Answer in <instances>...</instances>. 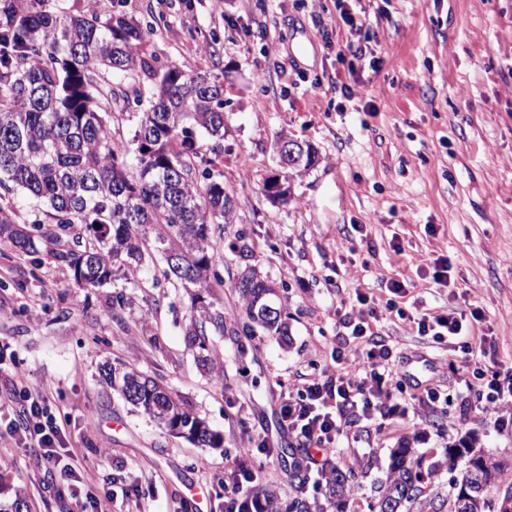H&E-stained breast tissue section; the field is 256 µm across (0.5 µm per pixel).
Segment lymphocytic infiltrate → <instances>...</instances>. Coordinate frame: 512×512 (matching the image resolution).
Segmentation results:
<instances>
[{"mask_svg":"<svg viewBox=\"0 0 512 512\" xmlns=\"http://www.w3.org/2000/svg\"><path fill=\"white\" fill-rule=\"evenodd\" d=\"M385 291L389 298L383 304L376 297L356 292L349 312L342 318L349 333L332 350L333 367L312 373L297 393L281 404L282 426L306 452L311 489H318L326 481L325 462L335 454L341 438L349 437L352 429L362 424L383 428L401 411V403L394 400L387 387L388 379L399 373L393 350L373 329L382 311L396 312L399 319L412 323L419 335L462 352L465 369L455 380L457 387L474 394L477 408L494 426L512 422V373L485 370L483 360L494 342L491 337L474 333L481 312L453 308L409 313L395 307L396 299L407 293L402 282L387 281ZM13 402L20 405L19 430L25 435L27 449L42 461L51 481L70 498L71 512H112L113 506H127L143 496L142 487L136 484L118 490L110 486L98 494L89 487L87 466L59 469V458L67 448L61 425L47 414L45 394L24 386L0 395L1 405ZM245 435L247 447L237 449L224 466L225 512H273L275 493L263 463L255 460L259 454L272 458L273 450L264 432L250 428Z\"/></svg>","mask_w":512,"mask_h":512,"instance_id":"f902f5d3","label":"lymphocytic infiltrate"}]
</instances>
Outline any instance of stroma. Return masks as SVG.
Masks as SVG:
<instances>
[{
    "label": "stroma",
    "instance_id": "obj_1",
    "mask_svg": "<svg viewBox=\"0 0 512 512\" xmlns=\"http://www.w3.org/2000/svg\"><path fill=\"white\" fill-rule=\"evenodd\" d=\"M67 14L114 10L154 23L148 49L159 64L205 71L224 84V137L194 135L193 163L223 181L235 221L225 240L245 234L248 255L223 251L214 294L231 332L208 340L200 361L185 327L191 298L165 280L160 255L131 274L126 304L113 310L112 286L83 288L57 251L84 236L74 225L33 253L0 243V391L17 380L46 391L92 481L136 482L152 490L146 512H178L187 486L209 493L202 512H224L219 480L242 440L241 425L265 430L271 447L294 441L279 423L285 393L330 365L354 290L380 294L401 281L404 309L476 308L477 333L496 341L484 364L512 366V0H362L373 61L346 49L336 0H52ZM361 83L370 97L350 102L333 85ZM114 138L131 143L150 80L113 75ZM311 144L317 161L288 179L287 201L266 181L285 177L281 136ZM366 227L357 238L355 225ZM448 261V284L430 263ZM278 289L289 336L247 335L236 283L248 270ZM376 329L396 349L400 370L422 384L453 386L460 353L419 336L398 317ZM127 365L176 393L224 444L209 448L134 409L103 378ZM427 459L462 440L512 474V424L500 429L465 399L431 411L409 404L383 430L360 429L356 446L334 455L355 473L351 512H368L403 437ZM0 503L23 498V512H69L36 456L0 438Z\"/></svg>",
    "mask_w": 512,
    "mask_h": 512
}]
</instances>
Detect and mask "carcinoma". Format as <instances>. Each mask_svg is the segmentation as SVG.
Returning <instances> with one entry per match:
<instances>
[{"label": "carcinoma", "mask_w": 512, "mask_h": 512, "mask_svg": "<svg viewBox=\"0 0 512 512\" xmlns=\"http://www.w3.org/2000/svg\"><path fill=\"white\" fill-rule=\"evenodd\" d=\"M143 75L154 82L156 97L141 112L135 131L137 164L127 162L128 147L108 129L116 92L100 74ZM224 137L223 88L201 72L177 65L160 68L145 48L140 25L121 11L102 18L94 12L62 17L44 0H0V189L19 187L42 203L31 228L17 225L0 207V241L32 253L44 224L61 230L81 224L91 245L56 254L76 282L96 288L112 282L120 269L136 270L150 246L175 254L165 276L195 291L196 315L185 335L194 348L207 350L208 337L224 335V307L207 300L216 263L214 247L233 223L234 204L224 184L198 179L190 155V127ZM244 300L243 329L267 336L288 335V316L273 285L251 271L238 280ZM274 306L270 317L263 305ZM112 388L133 407L162 423L174 435L201 446L222 447L223 440L185 404L135 369L112 368ZM467 459L452 479L450 497L432 496L420 512H492L490 493L501 465L461 441L443 458L424 464L415 449L401 446L388 458L379 486L376 512H410L422 484L444 468ZM481 466L476 499L459 507L460 488L470 469ZM327 501L336 512L351 491L354 473L327 463ZM288 481L294 490L288 512H324L306 495L308 476L294 462Z\"/></svg>", "instance_id": "carcinoma-1"}]
</instances>
